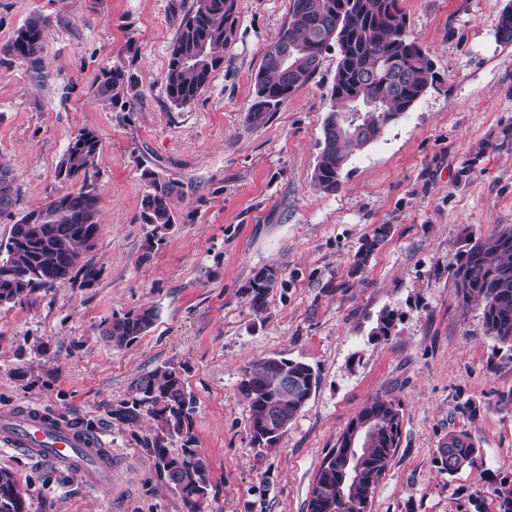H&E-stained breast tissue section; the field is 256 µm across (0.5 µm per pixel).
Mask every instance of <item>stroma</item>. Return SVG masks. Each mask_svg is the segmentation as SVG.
I'll list each match as a JSON object with an SVG mask.
<instances>
[{
	"label": "stroma",
	"mask_w": 512,
	"mask_h": 512,
	"mask_svg": "<svg viewBox=\"0 0 512 512\" xmlns=\"http://www.w3.org/2000/svg\"><path fill=\"white\" fill-rule=\"evenodd\" d=\"M512 0H402L408 32L427 50L434 87L383 135L352 154L336 191L313 171L338 55L266 123L252 124L253 77L288 16L289 0H237L234 35L205 92L185 107L165 84L170 52L195 0H0V157L15 174V217L78 190L57 163L78 130L100 139L101 235L86 254L92 282L55 284L30 305L0 308V411L38 406L93 421L114 452L108 484L0 447V468L29 492L28 512H187L156 472V424L111 415L132 382L182 368L195 398L193 434L211 467L204 512H308L324 456L371 399L399 403V447L371 512H473L492 482L512 478V363L463 309L447 267L468 238L512 225V151L490 150L512 125V45L495 23ZM33 14L50 23L40 72L2 54ZM137 80L125 105L94 95L103 67ZM146 169L179 181V220L162 243L141 220ZM385 242L365 269L354 255L378 225ZM281 273L264 313L252 271ZM154 306V325L117 349L101 334L117 310ZM395 310L391 332L373 336ZM279 355L312 365L320 385L277 449L252 445L237 391L244 364ZM464 431L482 469L448 475L433 459Z\"/></svg>",
	"instance_id": "1"
}]
</instances>
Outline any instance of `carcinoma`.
<instances>
[{"label": "carcinoma", "mask_w": 512, "mask_h": 512, "mask_svg": "<svg viewBox=\"0 0 512 512\" xmlns=\"http://www.w3.org/2000/svg\"><path fill=\"white\" fill-rule=\"evenodd\" d=\"M400 0H289L288 18L278 40L302 51L292 69L269 58L254 77L248 119L255 125L300 91L313 77L326 50L339 51L333 78L332 105L323 123L321 151L313 181L324 192L339 186L343 168L354 152L377 140L386 126L408 112L435 73L428 53L407 35L406 13ZM237 0H195L179 27L165 73L168 97L176 106L197 100L224 63V49L234 33ZM49 22L40 15L29 17L3 52L41 69ZM496 36L505 46L512 44V9L504 8L495 24ZM137 86L134 73L123 65L105 68L95 93L111 105L127 103ZM100 139L83 128L68 143L57 166L64 182L78 180V191L61 195L62 205L49 198L37 210L20 216L9 236L0 241V308L23 306L36 293L60 281L83 274L85 281L95 270L80 264L84 253L96 245L101 232L95 179L99 174ZM146 191L141 219L151 226V237L160 242L177 223L175 207L183 197L182 186L156 172L143 174ZM14 175L10 164L0 159V215H11L15 205ZM390 233L387 224L375 227L362 240L354 256L352 273L361 272ZM448 268L454 294L464 307L481 308L483 335L512 351V226L468 240ZM280 270L265 265L250 281V304L264 312L267 297L277 287ZM157 318L155 307L114 311L103 321L102 335L114 348L130 345ZM319 376L307 363L283 357H262L242 368L237 391L247 403L253 444L272 450L306 406L319 386ZM112 415L129 425L143 417L157 422L160 435L151 443L157 473L180 495L187 512H202L211 486L210 465L195 448L193 398L187 391L181 368L165 364L140 375L131 385V396L112 407ZM381 419L371 443L358 452L360 480L341 494L340 479L349 455L344 439L324 457L315 477L308 512H370L376 488L394 457L398 445V406L376 398L355 419ZM280 434L264 438L269 427ZM182 441L173 454L164 438ZM479 449L463 431L448 434V444L433 462L450 475L474 468ZM496 512H512V479L494 482ZM28 490L14 474L0 468V512H27Z\"/></svg>", "instance_id": "carcinoma-1"}]
</instances>
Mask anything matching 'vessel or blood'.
<instances>
[{
  "instance_id": "b4317fda",
  "label": "vessel or blood",
  "mask_w": 512,
  "mask_h": 512,
  "mask_svg": "<svg viewBox=\"0 0 512 512\" xmlns=\"http://www.w3.org/2000/svg\"><path fill=\"white\" fill-rule=\"evenodd\" d=\"M0 445L70 469L95 488L100 487L112 458L99 435L83 433L33 406L0 413Z\"/></svg>"
}]
</instances>
